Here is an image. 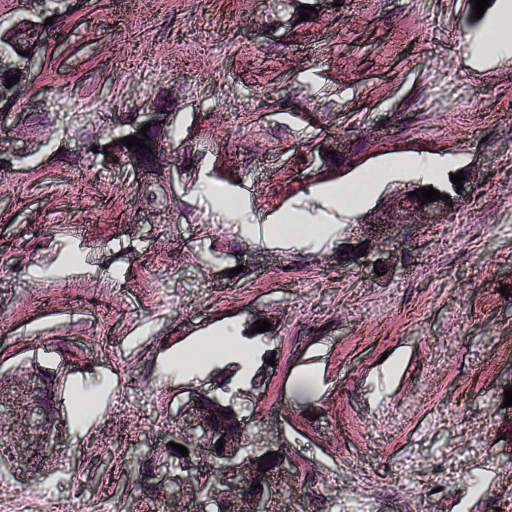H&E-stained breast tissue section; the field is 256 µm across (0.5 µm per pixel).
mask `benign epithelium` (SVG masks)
<instances>
[{"label": "benign epithelium", "mask_w": 512, "mask_h": 512, "mask_svg": "<svg viewBox=\"0 0 512 512\" xmlns=\"http://www.w3.org/2000/svg\"><path fill=\"white\" fill-rule=\"evenodd\" d=\"M29 16L0 26V48L9 43L23 50L27 49V36H35V41L43 42L46 27L45 16L39 8L41 0H24ZM33 58L20 54L3 53L0 51V108L12 107L21 90L31 84L35 73ZM19 75L17 83L5 87V76ZM161 103H153L142 112L135 114L126 125L125 135H139V129L149 123L151 127L144 139L151 151L134 146L127 148L123 144H114V140L105 143L100 140L92 142L98 147L94 157L103 163L118 160L129 166L135 176L159 189L163 198L175 196L176 189L183 186L185 168L182 156L185 152V142L174 141L170 131L174 127L180 99L167 92L159 96ZM165 112V118L159 119V113ZM441 195L450 197V201H432L421 204V201L408 194H403L396 202L401 210L419 211L432 221L448 213L449 204H454L465 195L464 190L456 189V185L448 183V187L440 190ZM388 239V233L378 230L371 239L361 245V250L354 251L351 258L358 260L362 257L381 259L388 256L396 259V255L384 252L383 244ZM39 388L35 383H28L27 389L15 390L14 394L0 392V404L13 407L21 400H26L29 414L38 413L37 399L34 391ZM174 421L176 427L173 434L189 438L188 456L173 455L170 442H165L166 465L152 473V479L159 486L168 485L171 480V468L183 471L177 494H190L193 498L195 512H210V505L215 502H226L230 512H273L271 503L275 496L273 486L274 476L293 467V461L280 443L268 441L265 448L277 453L272 459L273 467L259 471L262 460L243 442L244 432L248 427V419L240 415L238 408L231 410L224 407V402L207 392L194 395L187 408L178 410ZM223 439V449H217L218 439ZM262 485V488L248 487L249 481Z\"/></svg>", "instance_id": "benign-epithelium-1"}]
</instances>
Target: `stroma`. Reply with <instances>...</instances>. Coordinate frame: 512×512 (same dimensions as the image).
Listing matches in <instances>:
<instances>
[{"label":"stroma","mask_w":512,"mask_h":512,"mask_svg":"<svg viewBox=\"0 0 512 512\" xmlns=\"http://www.w3.org/2000/svg\"><path fill=\"white\" fill-rule=\"evenodd\" d=\"M288 27L271 0H71L0 126V388L41 373L53 458L0 470V512H190L134 475L135 448L195 392L247 389L222 338L277 360L239 399L247 445L294 465L278 512H512L497 413L512 384V52L500 0H338ZM180 91L185 186L144 197L81 150ZM338 143L321 159V138ZM471 173L439 224L391 229L384 275L342 258L424 185L384 166ZM301 215L311 234L281 230ZM245 256L228 272L227 256ZM272 345L245 339L251 314ZM308 378L311 387L296 385ZM93 411L72 419L75 397Z\"/></svg>","instance_id":"stroma-1"}]
</instances>
